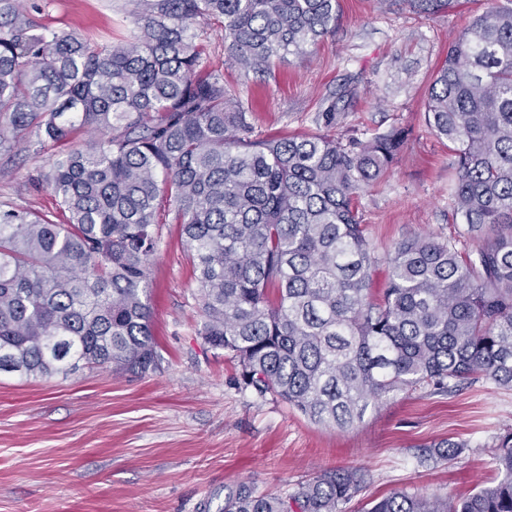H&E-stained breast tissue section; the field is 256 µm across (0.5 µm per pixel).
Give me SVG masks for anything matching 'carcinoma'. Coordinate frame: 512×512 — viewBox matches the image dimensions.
Wrapping results in <instances>:
<instances>
[{"label": "carcinoma", "mask_w": 512, "mask_h": 512, "mask_svg": "<svg viewBox=\"0 0 512 512\" xmlns=\"http://www.w3.org/2000/svg\"><path fill=\"white\" fill-rule=\"evenodd\" d=\"M339 0H137L139 33L112 43L38 22L0 0V151L65 144L34 178L68 222L0 204V374L158 368L149 262L156 226L178 224L204 314L199 335L245 384L342 431L399 392H452L485 377L512 389V7L476 16L438 67L426 122L454 145L456 213L477 239L415 234L385 258L356 197L405 136L252 137L248 105L206 70L201 24L224 28L234 63L267 71L331 32ZM434 14L455 0H406ZM387 287L372 297L380 262ZM452 439L418 449L453 459ZM499 480L454 501L394 491L365 512H512V428ZM363 490L326 471L280 497L245 485L222 512H343Z\"/></svg>", "instance_id": "obj_1"}]
</instances>
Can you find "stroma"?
Returning a JSON list of instances; mask_svg holds the SVG:
<instances>
[{"label":"stroma","instance_id":"1","mask_svg":"<svg viewBox=\"0 0 512 512\" xmlns=\"http://www.w3.org/2000/svg\"><path fill=\"white\" fill-rule=\"evenodd\" d=\"M40 21L120 41L132 36L134 0H47ZM456 0L432 16L405 0H339L336 27L268 74L244 73L214 26L197 30L207 67L248 104L257 139L316 132L335 106L340 141L399 129L405 147L390 172L359 197L377 255L416 233L472 248L454 209L455 158L425 121L433 74L449 47L491 3ZM37 146L0 152V203L66 223L50 190L33 175L57 154ZM151 325L159 371L106 369L67 376H0V512H219L229 490L285 495L336 468L365 476L364 501L405 489L459 500L494 481L495 436L512 428V390L482 378L458 392L419 389L369 408L347 432L312 424L270 394L247 386L227 352L204 344L203 313L179 225L159 227L150 265ZM452 438L468 446L453 460L424 464L414 450Z\"/></svg>","mask_w":512,"mask_h":512}]
</instances>
